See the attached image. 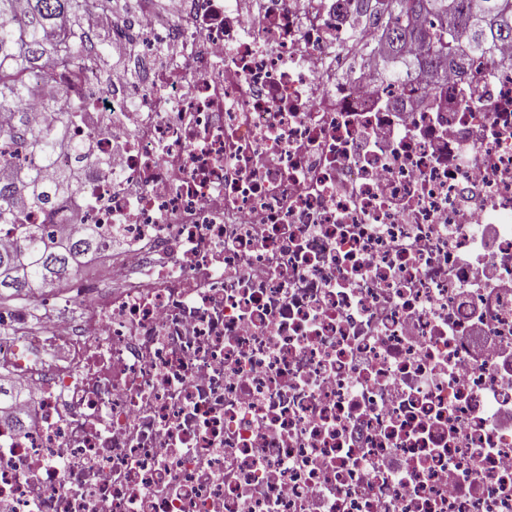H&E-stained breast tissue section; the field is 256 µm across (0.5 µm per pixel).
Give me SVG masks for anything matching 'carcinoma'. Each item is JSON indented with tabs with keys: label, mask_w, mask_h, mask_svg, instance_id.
Wrapping results in <instances>:
<instances>
[{
	"label": "carcinoma",
	"mask_w": 512,
	"mask_h": 512,
	"mask_svg": "<svg viewBox=\"0 0 512 512\" xmlns=\"http://www.w3.org/2000/svg\"><path fill=\"white\" fill-rule=\"evenodd\" d=\"M389 21L382 41L394 54L408 43L424 50L422 73L437 79L448 64L468 55L492 57L497 44L512 40V0H389ZM120 0H0V225L11 224L19 236L14 248L0 249V298L25 299L56 283L99 248L98 234L85 226L75 239L50 238L43 224H25L18 207L54 213L79 193L76 173L57 171L47 180L58 153L80 155L68 136L70 112L42 127L32 126L22 105L39 91L40 82L64 73L81 84L90 73L112 69L108 44L83 28L87 14L112 27Z\"/></svg>",
	"instance_id": "obj_1"
}]
</instances>
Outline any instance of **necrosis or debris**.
<instances>
[{
	"mask_svg": "<svg viewBox=\"0 0 512 512\" xmlns=\"http://www.w3.org/2000/svg\"><path fill=\"white\" fill-rule=\"evenodd\" d=\"M173 2L69 94L98 278L0 338V512H512V42L389 81L385 0ZM39 310L33 312V310L29 312V308H27L25 312V320L24 324L26 327L31 329H37L40 321L44 319L51 320L56 318H77L79 314V306L76 302H62L52 306H40Z\"/></svg>",
	"mask_w": 512,
	"mask_h": 512,
	"instance_id": "4bbe7bcc",
	"label": "necrosis or debris"
}]
</instances>
